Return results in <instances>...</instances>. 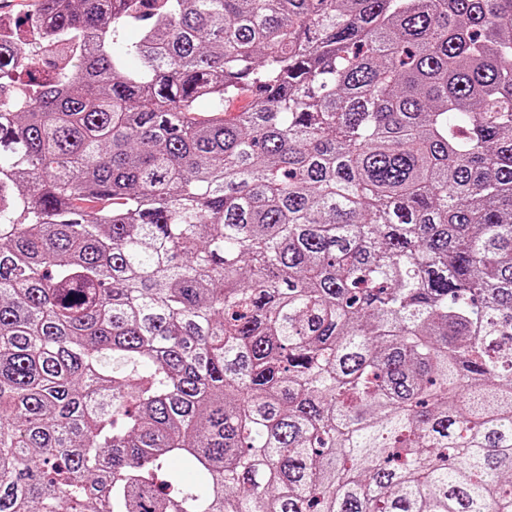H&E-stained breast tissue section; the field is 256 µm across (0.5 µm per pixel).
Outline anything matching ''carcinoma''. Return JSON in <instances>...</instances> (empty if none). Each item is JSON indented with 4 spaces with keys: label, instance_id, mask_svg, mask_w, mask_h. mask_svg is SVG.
<instances>
[{
    "label": "carcinoma",
    "instance_id": "cac0c4a2",
    "mask_svg": "<svg viewBox=\"0 0 512 512\" xmlns=\"http://www.w3.org/2000/svg\"><path fill=\"white\" fill-rule=\"evenodd\" d=\"M0 512H512V0L0 19Z\"/></svg>",
    "mask_w": 512,
    "mask_h": 512
}]
</instances>
